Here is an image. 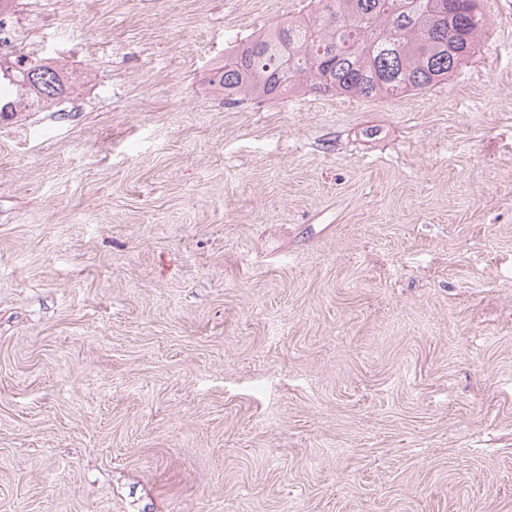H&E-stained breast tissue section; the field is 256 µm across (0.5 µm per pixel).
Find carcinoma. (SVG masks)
I'll use <instances>...</instances> for the list:
<instances>
[{
    "label": "carcinoma",
    "mask_w": 512,
    "mask_h": 512,
    "mask_svg": "<svg viewBox=\"0 0 512 512\" xmlns=\"http://www.w3.org/2000/svg\"><path fill=\"white\" fill-rule=\"evenodd\" d=\"M481 0H312L224 52L210 85L224 100H277L298 89L368 99L400 97L445 81L488 35ZM38 103L71 93L59 67L13 66Z\"/></svg>",
    "instance_id": "cac0c4a2"
}]
</instances>
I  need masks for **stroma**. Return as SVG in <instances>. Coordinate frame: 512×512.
I'll return each mask as SVG.
<instances>
[{"label":"stroma","mask_w":512,"mask_h":512,"mask_svg":"<svg viewBox=\"0 0 512 512\" xmlns=\"http://www.w3.org/2000/svg\"><path fill=\"white\" fill-rule=\"evenodd\" d=\"M309 0H17L0 512H512V0L448 84L224 101ZM14 65L13 69L19 90L29 92L33 102H54L63 95L72 93L73 84L63 83L59 67L52 63L32 66L18 61Z\"/></svg>","instance_id":"stroma-1"}]
</instances>
